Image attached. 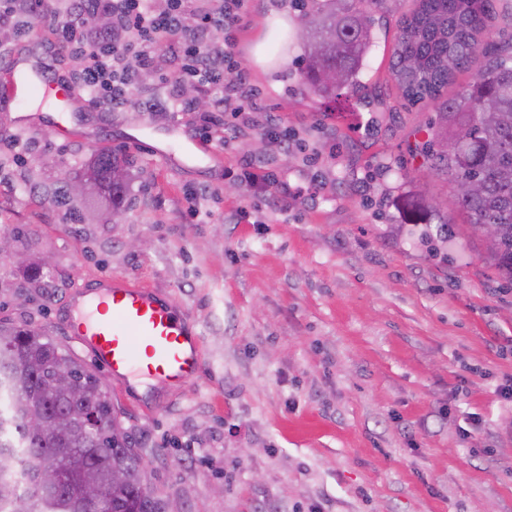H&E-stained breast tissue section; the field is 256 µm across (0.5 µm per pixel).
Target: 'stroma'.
<instances>
[{"instance_id": "1", "label": "stroma", "mask_w": 512, "mask_h": 512, "mask_svg": "<svg viewBox=\"0 0 512 512\" xmlns=\"http://www.w3.org/2000/svg\"><path fill=\"white\" fill-rule=\"evenodd\" d=\"M363 73L378 104L350 91L326 104L303 92L288 0H247L233 59L260 109L226 115L222 157L171 164L124 138L168 145L197 123L165 103L158 80L105 124L65 137L55 99H0V320L37 327L104 383L148 484L183 512H512V285L463 228L455 189L418 147L435 103L405 100L390 70L396 20ZM62 0L28 17V38L0 44V72L30 55L57 74L73 60L54 28ZM277 120L264 126L265 114ZM131 156L132 205L75 224L31 188L74 177L94 155ZM267 165L274 180L251 178ZM447 224V244L424 234ZM54 257L40 287L30 265ZM177 305L202 344L199 380L123 391L66 327L71 296L110 279Z\"/></svg>"}]
</instances>
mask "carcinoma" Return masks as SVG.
Segmentation results:
<instances>
[{
  "label": "carcinoma",
  "instance_id": "obj_1",
  "mask_svg": "<svg viewBox=\"0 0 512 512\" xmlns=\"http://www.w3.org/2000/svg\"><path fill=\"white\" fill-rule=\"evenodd\" d=\"M387 0H290L297 11L299 46L304 62L302 84L323 98L347 88L370 98L361 75L378 44L375 12ZM498 0H416L398 24L391 72L411 104L437 100L468 69L476 51L485 64L471 83L441 103L423 146L430 167L454 184L477 181L479 191L457 197L471 231L496 224L499 235L485 240L486 254L498 273L512 283V44H481L498 15ZM336 84L325 82L329 73ZM455 141L451 152L443 138ZM134 161L103 150L94 160L112 215L126 210L127 184L112 181L118 167ZM70 180L48 191L51 199L81 220L100 196L81 201L70 195ZM70 365L80 390L69 393L55 380L60 362ZM41 413L57 426L32 431L27 418ZM95 416L96 434L84 433V418ZM126 475L112 487V472ZM100 490L98 512H167V499L146 482L140 455L118 420L99 378L71 358L49 336L28 327L0 322V512H18L25 499L29 512H88L83 486Z\"/></svg>",
  "mask_w": 512,
  "mask_h": 512
}]
</instances>
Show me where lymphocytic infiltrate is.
<instances>
[{"mask_svg": "<svg viewBox=\"0 0 512 512\" xmlns=\"http://www.w3.org/2000/svg\"><path fill=\"white\" fill-rule=\"evenodd\" d=\"M69 12L83 13L86 6L107 15L117 38L103 36L79 24L62 27L56 45L74 51L80 65L70 82L96 108L124 110L130 103L131 85L141 72L157 66V47L167 44L176 69L167 85L171 108L197 110L194 101L180 91L190 82L200 89L222 88L224 94L200 112L194 133L209 139L212 127L222 125L228 112H255L259 106L247 70L235 66L228 41L215 32L235 26L242 0H65Z\"/></svg>", "mask_w": 512, "mask_h": 512, "instance_id": "lymphocytic-infiltrate-1", "label": "lymphocytic infiltrate"}]
</instances>
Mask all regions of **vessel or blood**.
Instances as JSON below:
<instances>
[{
    "mask_svg": "<svg viewBox=\"0 0 512 512\" xmlns=\"http://www.w3.org/2000/svg\"><path fill=\"white\" fill-rule=\"evenodd\" d=\"M21 90L52 93L74 116L87 109L73 85L58 81L46 68L31 69L23 80L11 79L10 95ZM99 300L110 309L109 318L97 319L85 312L86 299L80 296L76 305L82 313L68 319L67 325L114 379L157 378L180 386L197 381L202 366L199 333L175 306L142 285L117 280L101 289Z\"/></svg>",
    "mask_w": 512,
    "mask_h": 512,
    "instance_id": "vessel-or-blood-1",
    "label": "vessel or blood"
}]
</instances>
